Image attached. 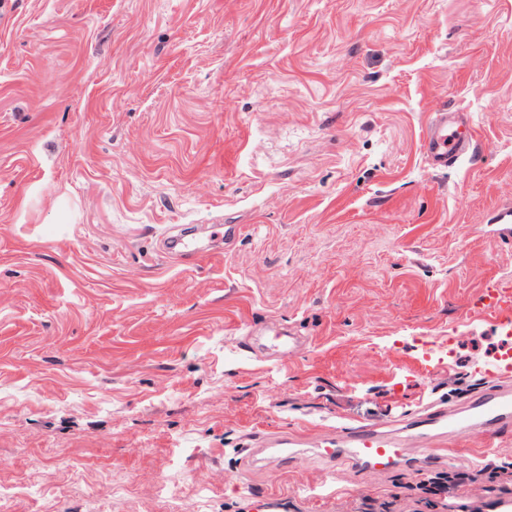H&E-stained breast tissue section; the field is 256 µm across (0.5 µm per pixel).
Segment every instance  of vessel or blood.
<instances>
[{
    "mask_svg": "<svg viewBox=\"0 0 512 512\" xmlns=\"http://www.w3.org/2000/svg\"><path fill=\"white\" fill-rule=\"evenodd\" d=\"M424 155L436 167L457 161L475 142V132L466 121L451 112L437 113L423 138ZM479 313L503 327H512V294L486 289L480 298ZM479 435L485 448L496 447L512 436V385L505 383L471 400L454 412L437 410L413 420L403 428L382 430L371 425L346 428L336 426L316 437L313 446L319 461L329 470L350 466L352 472L386 474L404 466L436 460L435 447L446 436H454L458 447L469 445ZM304 442L298 433L267 434L246 444L248 456L269 452L271 459H296Z\"/></svg>",
    "mask_w": 512,
    "mask_h": 512,
    "instance_id": "obj_1",
    "label": "vessel or blood"
}]
</instances>
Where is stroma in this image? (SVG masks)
Listing matches in <instances>:
<instances>
[{
	"mask_svg": "<svg viewBox=\"0 0 512 512\" xmlns=\"http://www.w3.org/2000/svg\"><path fill=\"white\" fill-rule=\"evenodd\" d=\"M473 156L423 153L434 113ZM512 0H0V488L11 512H363L250 437L389 427L499 381ZM235 224L203 257L166 238ZM291 329L288 357L245 325ZM501 469L455 490L512 512ZM438 112L423 138L425 158L435 167H446L473 149L475 131L466 121ZM478 312L494 319L502 327H512V295L510 291L502 293L497 289L487 288L477 306Z\"/></svg>",
	"mask_w": 512,
	"mask_h": 512,
	"instance_id": "35a3bbf8",
	"label": "stroma"
}]
</instances>
